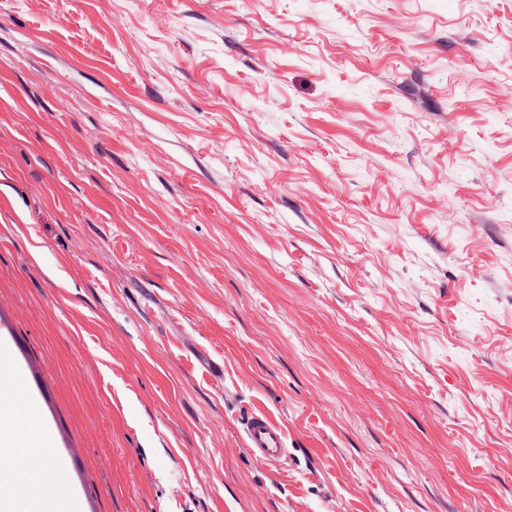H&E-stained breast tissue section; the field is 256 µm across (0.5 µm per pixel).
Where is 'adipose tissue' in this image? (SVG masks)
Masks as SVG:
<instances>
[{
    "instance_id": "1",
    "label": "adipose tissue",
    "mask_w": 512,
    "mask_h": 512,
    "mask_svg": "<svg viewBox=\"0 0 512 512\" xmlns=\"http://www.w3.org/2000/svg\"><path fill=\"white\" fill-rule=\"evenodd\" d=\"M29 405L0 409V461L7 481L0 483V512H78L75 501L47 495L62 484L64 471L46 448Z\"/></svg>"
}]
</instances>
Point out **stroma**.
I'll return each mask as SVG.
<instances>
[{
	"label": "stroma",
	"instance_id": "stroma-1",
	"mask_svg": "<svg viewBox=\"0 0 512 512\" xmlns=\"http://www.w3.org/2000/svg\"><path fill=\"white\" fill-rule=\"evenodd\" d=\"M0 342L80 512H512V0H0ZM243 425L247 448L271 469L283 468L288 460L285 427L262 411L248 412Z\"/></svg>",
	"mask_w": 512,
	"mask_h": 512
}]
</instances>
